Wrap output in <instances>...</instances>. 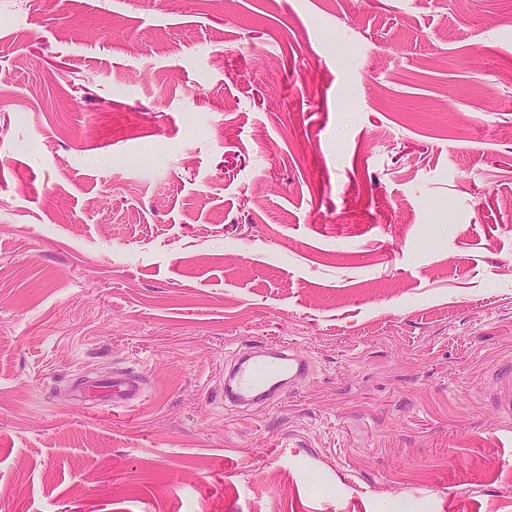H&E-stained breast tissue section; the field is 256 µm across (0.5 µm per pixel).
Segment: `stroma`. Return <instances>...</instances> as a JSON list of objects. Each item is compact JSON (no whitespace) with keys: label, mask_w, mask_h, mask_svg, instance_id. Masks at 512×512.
<instances>
[{"label":"stroma","mask_w":512,"mask_h":512,"mask_svg":"<svg viewBox=\"0 0 512 512\" xmlns=\"http://www.w3.org/2000/svg\"><path fill=\"white\" fill-rule=\"evenodd\" d=\"M509 359L512 0H0L10 512H512ZM309 370L306 357L292 346H282L275 352L255 351L238 359L224 379L220 396L236 407L272 401L283 384L301 385ZM492 405L506 418L512 417V363H502L495 368L491 377ZM83 401L94 399L97 402L112 403V406L130 405L142 400L144 396L143 382L140 376L129 371L113 372L112 377L102 382L78 385Z\"/></svg>","instance_id":"1"}]
</instances>
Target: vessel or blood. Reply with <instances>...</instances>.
Instances as JSON below:
<instances>
[{
    "label": "vessel or blood",
    "instance_id": "obj_1",
    "mask_svg": "<svg viewBox=\"0 0 512 512\" xmlns=\"http://www.w3.org/2000/svg\"><path fill=\"white\" fill-rule=\"evenodd\" d=\"M310 365L296 348L284 346L277 351H256L240 357L224 380L220 396L226 403L245 407L276 399L283 385L298 386L307 378ZM81 400H96L127 406L142 400L140 376L120 371L97 383L80 386ZM491 401L498 413L512 417V363L497 366L491 377Z\"/></svg>",
    "mask_w": 512,
    "mask_h": 512
}]
</instances>
